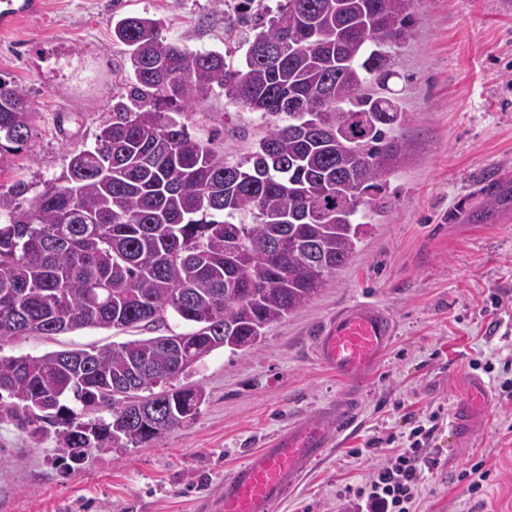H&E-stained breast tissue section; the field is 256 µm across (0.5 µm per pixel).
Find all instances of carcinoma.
<instances>
[{"mask_svg": "<svg viewBox=\"0 0 512 512\" xmlns=\"http://www.w3.org/2000/svg\"><path fill=\"white\" fill-rule=\"evenodd\" d=\"M413 0H285L250 14L245 68L126 16L112 36L133 71L94 147L32 199L0 186V343L83 329L191 327L87 350L0 358V419L38 437L61 425L60 459L146 444L193 416L197 388H169L216 349L254 352L354 257L407 122L384 48L411 36ZM301 34L272 66L264 47ZM377 84L383 95L366 94ZM216 88L267 125L227 159L177 116ZM27 92L0 79V155L29 141ZM161 386L146 397L139 392ZM82 405L78 412L69 400ZM105 407L108 420L82 412Z\"/></svg>", "mask_w": 512, "mask_h": 512, "instance_id": "carcinoma-1", "label": "carcinoma"}]
</instances>
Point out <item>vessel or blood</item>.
<instances>
[{"label":"vessel or blood","instance_id":"vessel-or-blood-1","mask_svg":"<svg viewBox=\"0 0 512 512\" xmlns=\"http://www.w3.org/2000/svg\"><path fill=\"white\" fill-rule=\"evenodd\" d=\"M38 0H0V16L16 21L33 14ZM391 316L373 303L342 309L321 329L315 341L319 363L349 382L365 380L386 355L394 336ZM488 405L481 380H472L468 396L453 414L452 431L469 441L478 428V415ZM329 440L320 421L300 423L259 449L224 480L218 512H275L303 474L327 454Z\"/></svg>","mask_w":512,"mask_h":512}]
</instances>
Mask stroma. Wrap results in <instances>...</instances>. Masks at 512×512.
<instances>
[{
    "instance_id": "35a3bbf8",
    "label": "stroma",
    "mask_w": 512,
    "mask_h": 512,
    "mask_svg": "<svg viewBox=\"0 0 512 512\" xmlns=\"http://www.w3.org/2000/svg\"><path fill=\"white\" fill-rule=\"evenodd\" d=\"M34 17L0 30V77L29 92L34 117L23 150L0 160V184L37 195L91 146L130 63L113 42L111 19L160 20L168 41L224 53L239 68L254 33L237 0H41ZM412 37L389 54V81L409 121L410 152L388 178L387 206L351 262L300 313L271 324L252 353L213 351L180 387L205 399L182 426L151 442L106 447L82 465L59 458L60 427L32 437L0 420V512H206L224 479L288 425L322 414L332 439L326 459L279 512H357L346 485L364 481L398 452L410 419L436 417L428 450L436 462L416 512H512V221L449 234L445 219L474 183L512 168V0H414ZM190 133L213 137L225 157L248 155L265 133L258 114L214 90L183 116ZM375 302L395 336L373 376L357 388L313 358L312 339L345 306ZM144 328H85L19 336L2 357L89 350L147 337ZM490 397L484 428L460 445L451 431L467 396L471 360ZM353 425L340 431L338 404ZM484 462L492 475L472 491L460 474Z\"/></svg>"
}]
</instances>
